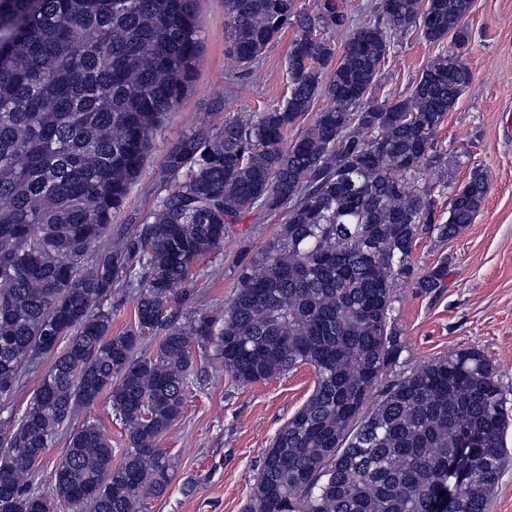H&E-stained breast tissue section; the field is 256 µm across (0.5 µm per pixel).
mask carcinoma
I'll return each instance as SVG.
<instances>
[{
    "label": "carcinoma",
    "mask_w": 512,
    "mask_h": 512,
    "mask_svg": "<svg viewBox=\"0 0 512 512\" xmlns=\"http://www.w3.org/2000/svg\"><path fill=\"white\" fill-rule=\"evenodd\" d=\"M473 0H381L383 21L353 30L340 58L316 32L345 25L336 0H224L228 54L253 63L284 28L289 94L180 139L153 220L112 239V210L138 177L154 132L193 84L196 0H0V512H139L167 487L162 436L183 413L193 348L237 383L300 366L307 400L266 449L245 512H488L507 456L508 399L486 356L451 351L410 370L395 288L443 287L448 260L411 264L422 234L452 239L486 198L475 170L436 216L420 185L444 163L433 137L471 82L462 60ZM451 39L396 102H379L393 31ZM336 65H331V62ZM331 102L291 142L316 98ZM281 216L245 263L220 317L171 321L201 257L253 209ZM136 278L134 324L112 334L114 282ZM162 333L156 354L144 337ZM23 413L11 398L34 365ZM106 397L127 430L114 462L95 424L74 428L51 491L40 464L77 413ZM472 476L448 467L461 449Z\"/></svg>",
    "instance_id": "obj_1"
}]
</instances>
